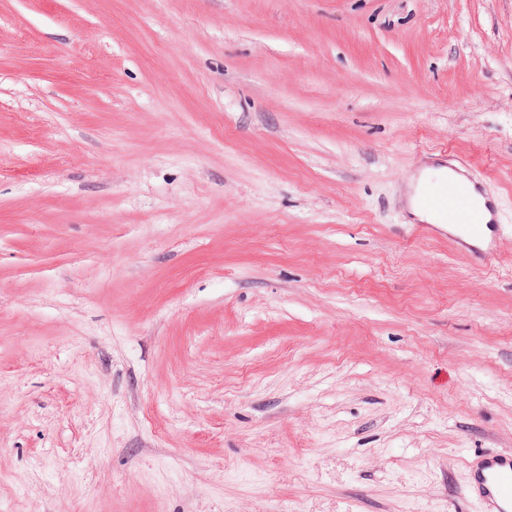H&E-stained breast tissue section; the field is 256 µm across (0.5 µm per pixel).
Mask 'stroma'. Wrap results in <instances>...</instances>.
Listing matches in <instances>:
<instances>
[{"mask_svg":"<svg viewBox=\"0 0 512 512\" xmlns=\"http://www.w3.org/2000/svg\"><path fill=\"white\" fill-rule=\"evenodd\" d=\"M464 162L500 259L413 232ZM512 450V0H0V512H483ZM467 491L483 504L484 512L512 511V451L485 454L468 467Z\"/></svg>","mask_w":512,"mask_h":512,"instance_id":"35a3bbf8","label":"stroma"}]
</instances>
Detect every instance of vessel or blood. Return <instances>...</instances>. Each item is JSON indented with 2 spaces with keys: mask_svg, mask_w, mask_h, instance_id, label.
Here are the masks:
<instances>
[{
  "mask_svg": "<svg viewBox=\"0 0 512 512\" xmlns=\"http://www.w3.org/2000/svg\"><path fill=\"white\" fill-rule=\"evenodd\" d=\"M448 176L458 180L456 191H449L441 180H424L418 206L436 218L451 219L455 239L477 254L482 263H493L498 256L495 224L476 201L480 186L464 179L456 167L449 168ZM466 487L482 502L484 512H512V451L488 453L473 460Z\"/></svg>",
  "mask_w": 512,
  "mask_h": 512,
  "instance_id": "vessel-or-blood-1",
  "label": "vessel or blood"
}]
</instances>
